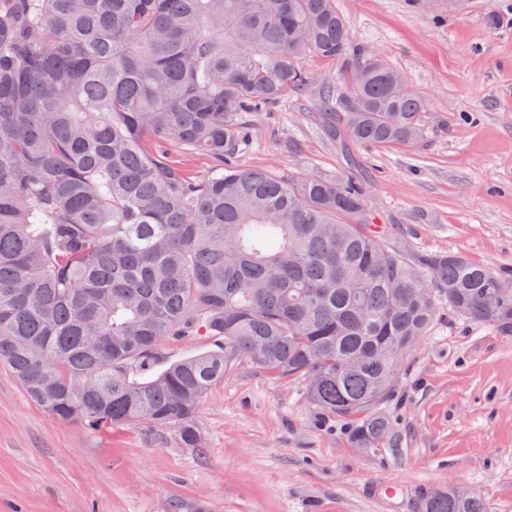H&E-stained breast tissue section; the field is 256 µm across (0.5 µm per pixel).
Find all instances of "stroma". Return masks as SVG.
<instances>
[{
    "label": "stroma",
    "instance_id": "35a3bbf8",
    "mask_svg": "<svg viewBox=\"0 0 512 512\" xmlns=\"http://www.w3.org/2000/svg\"><path fill=\"white\" fill-rule=\"evenodd\" d=\"M354 42L379 53L424 97L423 145L367 147L333 137L320 91L333 61L305 58L302 94L255 113L237 158L248 168L347 174L376 224L412 252L512 267V0H337ZM498 6L503 22L485 26ZM384 444L356 447L302 380L239 363L196 416L198 447L148 422L92 433L35 406L0 367V512H417L448 485L512 512V335L443 313L381 410ZM401 483L398 504L376 484Z\"/></svg>",
    "mask_w": 512,
    "mask_h": 512
}]
</instances>
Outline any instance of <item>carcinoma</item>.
<instances>
[{"mask_svg":"<svg viewBox=\"0 0 512 512\" xmlns=\"http://www.w3.org/2000/svg\"><path fill=\"white\" fill-rule=\"evenodd\" d=\"M308 56L344 67L322 99L353 141L427 139L424 98L352 48L336 0H0V363L43 412L195 448L205 395L247 361L371 448L441 311L512 334V268L391 244L351 178L235 163ZM184 336L215 348L156 369ZM419 512L487 506L445 487Z\"/></svg>","mask_w":512,"mask_h":512,"instance_id":"carcinoma-1","label":"carcinoma"}]
</instances>
